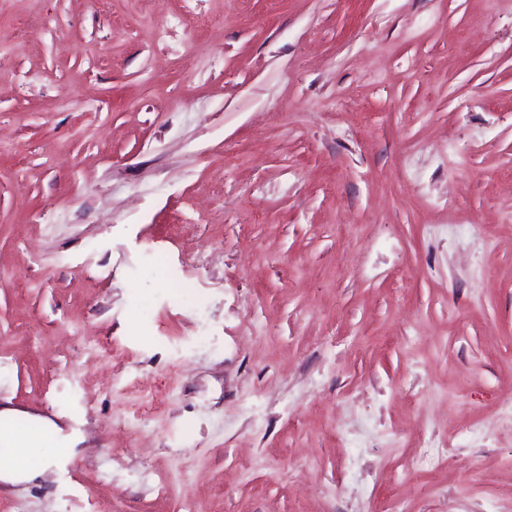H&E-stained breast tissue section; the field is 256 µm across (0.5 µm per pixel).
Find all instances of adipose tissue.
<instances>
[{
	"mask_svg": "<svg viewBox=\"0 0 512 512\" xmlns=\"http://www.w3.org/2000/svg\"><path fill=\"white\" fill-rule=\"evenodd\" d=\"M14 410L0 411V439L20 442L21 451L12 457L0 460V475L14 481H24L32 475L53 466L59 469L73 462L76 457L72 436L63 434L61 429L49 421H41L37 429L40 438H32L13 427Z\"/></svg>",
	"mask_w": 512,
	"mask_h": 512,
	"instance_id": "ef3b65f1",
	"label": "adipose tissue"
}]
</instances>
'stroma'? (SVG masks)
Wrapping results in <instances>:
<instances>
[{
    "instance_id": "obj_1",
    "label": "stroma",
    "mask_w": 512,
    "mask_h": 512,
    "mask_svg": "<svg viewBox=\"0 0 512 512\" xmlns=\"http://www.w3.org/2000/svg\"><path fill=\"white\" fill-rule=\"evenodd\" d=\"M194 7L0 0V512H512V0ZM19 414L11 409H4L0 413V447L8 446L4 441H20L23 451L11 458H1V474L13 481H24L32 475L42 473L45 467L54 466L62 470L76 457L74 438L72 435H63L61 429L55 424L43 420L34 424L31 417H27L32 427L43 433L40 439L32 438L25 432H16L12 427L15 416ZM2 437V438H1ZM4 441H3V440Z\"/></svg>"
}]
</instances>
